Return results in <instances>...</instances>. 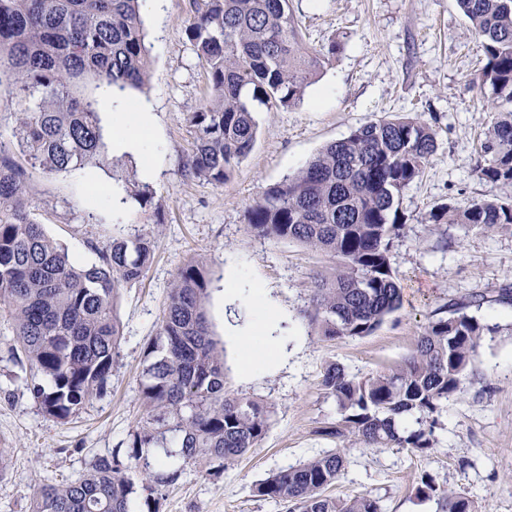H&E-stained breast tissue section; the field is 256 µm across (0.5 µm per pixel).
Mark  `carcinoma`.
I'll use <instances>...</instances> for the list:
<instances>
[{
  "mask_svg": "<svg viewBox=\"0 0 512 512\" xmlns=\"http://www.w3.org/2000/svg\"><path fill=\"white\" fill-rule=\"evenodd\" d=\"M142 0H0V69L15 87L11 105L25 164L0 149V308L13 326L12 350L33 370L29 390L44 415L60 424L106 393L122 336L120 290L143 278L156 242L147 233H116L98 261L80 265L48 237L27 209L31 171L46 176L97 164L108 151L101 113L126 111L124 92L147 75ZM485 64L475 84L488 91L496 117L480 145L476 172L512 185V0H456ZM207 71L210 93L187 115L194 133L186 163L192 177L222 186L251 152L257 107L298 105L319 78L323 58L305 47L288 0H205L188 28ZM436 150V133L409 114L367 122L326 145L295 176L267 187L246 211L260 237L297 242L334 260L314 281L307 317L328 339L364 337L402 305L391 249L402 227L398 201ZM126 196L152 206L148 183L114 177ZM483 233L512 232V199L448 203L431 216ZM203 262L180 268L140 382L142 414L126 450L97 458L75 480L33 489L30 512H131L135 483L144 512L189 468L218 476L258 446L268 410L229 391L224 352L206 312ZM483 293L437 308L413 352L391 372L352 375L331 363L322 386L339 418L318 429L336 448L259 483L257 496L285 512H384L370 494L341 499L326 490L347 463L344 442L408 448L436 445L439 416L461 391L476 349L493 329L470 309ZM415 494L438 512H477L461 489L429 472Z\"/></svg>",
  "mask_w": 512,
  "mask_h": 512,
  "instance_id": "cac0c4a2",
  "label": "carcinoma"
}]
</instances>
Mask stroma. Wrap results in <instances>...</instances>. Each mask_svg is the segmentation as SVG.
Wrapping results in <instances>:
<instances>
[{
    "mask_svg": "<svg viewBox=\"0 0 512 512\" xmlns=\"http://www.w3.org/2000/svg\"><path fill=\"white\" fill-rule=\"evenodd\" d=\"M202 4L144 0L142 7L148 81L127 100L132 108L147 107L156 127L153 148L163 163L150 184L160 211L113 198V175L141 177L119 155H107L99 168L32 176L28 209L82 262L96 259L88 239L104 242L118 232L150 233L156 251L144 277L121 291L122 337L107 393L68 423L48 418L34 402L30 367L12 352V320L0 309V448L7 455L0 512H28L29 493L44 478L86 473L96 456L127 441L141 412L144 351L190 257L206 266V309L216 338H223L225 325L243 328L249 321L245 306L224 302V279L233 269L269 291L281 311L280 335L301 343L289 347L286 365L248 378L239 372L234 347L225 346L228 387L270 406V428L220 476L188 471L164 490L161 512H283L255 487L332 448L317 433L337 417L322 387L328 364L360 375L396 368L439 306L512 286V232L489 235L431 221L448 202L512 197V186L476 173L478 138L493 114L482 109L473 84L482 55L456 0H290L305 45L324 57L321 76L297 106L258 112L253 149L221 186L194 179L184 168L193 142L186 116L208 97L207 73L188 37ZM405 113L435 129L437 148L399 199L403 227L391 263L403 305L371 335L319 338L305 311L314 276L329 270L331 260L298 243L257 236L246 211L265 188L296 174L327 144L371 120ZM476 315L493 331L477 349L461 392L442 411L433 452L348 442V468L328 495L370 493L381 497L387 512H436L435 502L415 497L416 479L427 471L465 489L481 512H512V305L491 301Z\"/></svg>",
    "mask_w": 512,
    "mask_h": 512,
    "instance_id": "35a3bbf8",
    "label": "stroma"
}]
</instances>
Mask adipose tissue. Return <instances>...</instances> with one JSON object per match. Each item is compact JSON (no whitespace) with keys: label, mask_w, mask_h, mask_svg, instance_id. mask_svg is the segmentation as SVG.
Returning <instances> with one entry per match:
<instances>
[{"label":"adipose tissue","mask_w":512,"mask_h":512,"mask_svg":"<svg viewBox=\"0 0 512 512\" xmlns=\"http://www.w3.org/2000/svg\"><path fill=\"white\" fill-rule=\"evenodd\" d=\"M153 138V126L147 110L116 113L112 123V149L118 153L134 154L147 179L154 177L159 168V156L149 148ZM224 296L245 304L253 314L249 333L254 341L237 350L241 371L248 375L284 362L286 353L283 344L269 338L277 312L264 287L256 283L243 285L238 278L233 277L225 284Z\"/></svg>","instance_id":"adipose-tissue-1"}]
</instances>
